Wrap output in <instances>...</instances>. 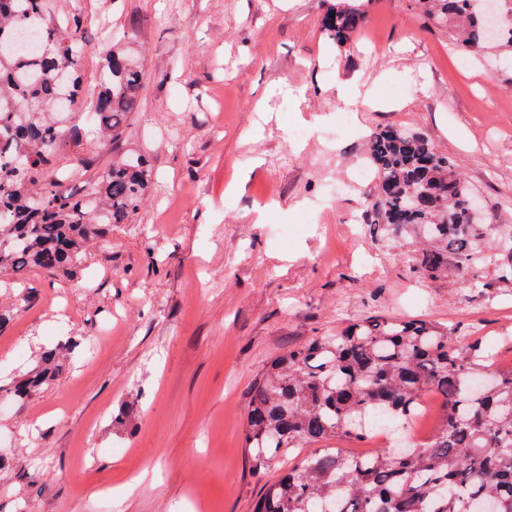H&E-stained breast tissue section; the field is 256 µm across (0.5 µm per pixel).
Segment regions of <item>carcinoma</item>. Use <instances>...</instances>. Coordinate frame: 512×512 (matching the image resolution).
I'll return each instance as SVG.
<instances>
[{"instance_id": "carcinoma-1", "label": "carcinoma", "mask_w": 512, "mask_h": 512, "mask_svg": "<svg viewBox=\"0 0 512 512\" xmlns=\"http://www.w3.org/2000/svg\"><path fill=\"white\" fill-rule=\"evenodd\" d=\"M49 0H0V273L31 269L71 275L85 244L127 224L151 181L147 161L117 155L87 179L81 198L61 189L60 149L76 138L81 92L79 25L52 19ZM420 16L448 30L462 52L494 43L512 54V22L487 38L481 0H417ZM356 5L326 10L324 31L348 43L364 23ZM27 31L33 52L15 41ZM144 72L127 50L106 55L91 117L99 138L118 143L139 106ZM375 192L371 223L394 237L426 225L414 271L427 277L469 274L486 258L487 232L474 223L475 194L462 174L418 133L385 127L370 135ZM62 348L14 380L6 396L23 402L65 370ZM491 356L470 337L424 320L365 319L313 338L274 359L255 383L244 429L253 472L261 474L298 448L312 452L266 485L255 512H512V369L487 373ZM438 398L437 427L426 440L376 449L368 456L320 448L329 439L360 440L374 412L393 421V435L419 414L421 399Z\"/></svg>"}]
</instances>
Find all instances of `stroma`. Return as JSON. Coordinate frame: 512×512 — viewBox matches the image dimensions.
Returning a JSON list of instances; mask_svg holds the SVG:
<instances>
[{
    "label": "stroma",
    "instance_id": "stroma-1",
    "mask_svg": "<svg viewBox=\"0 0 512 512\" xmlns=\"http://www.w3.org/2000/svg\"><path fill=\"white\" fill-rule=\"evenodd\" d=\"M327 7L59 0L81 26L83 106L113 39L137 53L140 103L118 146L153 179L133 223L113 225L74 276L32 270L0 288L1 385L44 348L73 346L66 376L0 415V512H253L276 478L249 465L255 381L289 348L368 317L481 336L512 368V286L496 265L418 276L411 241L369 224L344 184L369 134L407 127L453 161L483 223L512 225V65L462 57L415 0H367L338 46ZM353 83L371 102L346 106L338 88ZM78 126L67 163L103 170L113 147Z\"/></svg>",
    "mask_w": 512,
    "mask_h": 512
}]
</instances>
